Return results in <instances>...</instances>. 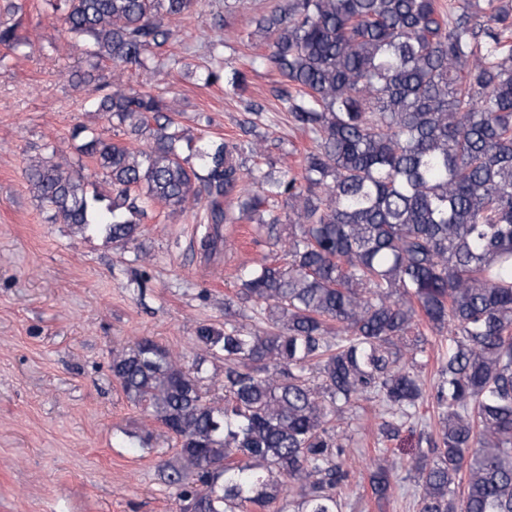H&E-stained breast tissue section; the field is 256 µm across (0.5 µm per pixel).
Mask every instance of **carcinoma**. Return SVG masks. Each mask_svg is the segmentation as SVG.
Here are the masks:
<instances>
[{
  "label": "carcinoma",
  "instance_id": "carcinoma-1",
  "mask_svg": "<svg viewBox=\"0 0 512 512\" xmlns=\"http://www.w3.org/2000/svg\"><path fill=\"white\" fill-rule=\"evenodd\" d=\"M46 4L86 58L79 82L107 88L92 107L113 136L74 132L109 194L84 166L39 157L25 179L41 206L125 246L155 204L200 205L205 254L244 217L275 248L238 276L224 329L196 332L224 353V403L202 394L203 357L189 368L143 336L112 358L126 398L177 441L161 472L181 512H342L355 477L343 424L371 409L383 444L426 401L427 450L370 470L372 496L404 472L417 512H512V3L287 0L252 19L265 51L249 70H225L227 40L211 43L204 84L241 90L273 68L311 139L300 174L259 171L247 186L239 140L193 139L150 82L124 79L178 63L155 49L202 0ZM0 45L23 50L19 25L0 22ZM238 300L263 331L236 321ZM445 330L429 387L427 333Z\"/></svg>",
  "mask_w": 512,
  "mask_h": 512
}]
</instances>
